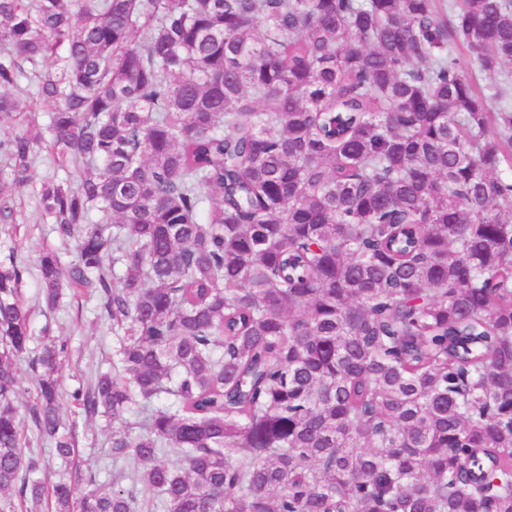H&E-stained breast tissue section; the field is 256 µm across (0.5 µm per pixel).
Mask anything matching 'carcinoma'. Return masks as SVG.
I'll use <instances>...</instances> for the list:
<instances>
[{"mask_svg": "<svg viewBox=\"0 0 512 512\" xmlns=\"http://www.w3.org/2000/svg\"><path fill=\"white\" fill-rule=\"evenodd\" d=\"M460 46L512 64V0H0L1 127L52 62L12 183L80 173L32 189L77 248L43 300L91 289L118 343L69 393L112 481L48 488L18 363L66 461L67 347L0 261V512H512V104ZM459 56L461 55V57L464 59V61L466 62L467 66H468V72H473L477 75V80H478V85L480 87H483L485 85H489V84H498L500 82L503 81V78L505 77L506 74H509V83H508V93L510 95V88L512 86V79H511V73H512V65L510 64H505L498 72H495V73H491V74H488V73H480L476 67V65L468 60L466 57H465V53L463 50H460L459 51ZM55 174L59 178H68L74 183L77 181V172L72 168H62L56 166L51 160L50 154L43 148L37 162L31 171V182L34 187L46 177Z\"/></svg>", "mask_w": 512, "mask_h": 512, "instance_id": "carcinoma-1", "label": "carcinoma"}]
</instances>
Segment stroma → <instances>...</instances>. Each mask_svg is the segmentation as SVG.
Listing matches in <instances>:
<instances>
[{"mask_svg": "<svg viewBox=\"0 0 512 512\" xmlns=\"http://www.w3.org/2000/svg\"><path fill=\"white\" fill-rule=\"evenodd\" d=\"M0 193L12 199L16 206L15 234L0 232V259L15 254L25 273L23 296L31 310V328L34 336L50 332L69 348V358L59 372L62 392L72 391L79 382L98 371L112 367L114 340L109 323L101 318L97 298L84 291H66L56 308H48L41 295L37 257L41 249L57 251L62 264L76 258L72 243L63 241L47 224L36 221L31 192L14 190L12 177L4 161L0 160ZM64 421L73 433L76 455L73 460L79 478L73 484L75 494H83L89 478L109 481L112 462L109 457V435L112 429L109 417H93L72 404H64Z\"/></svg>", "mask_w": 512, "mask_h": 512, "instance_id": "1", "label": "stroma"}]
</instances>
